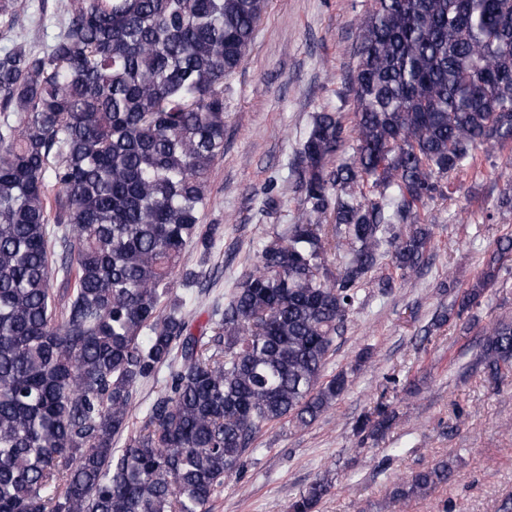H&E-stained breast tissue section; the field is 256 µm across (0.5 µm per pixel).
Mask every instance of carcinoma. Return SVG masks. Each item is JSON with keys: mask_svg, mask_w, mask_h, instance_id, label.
I'll list each match as a JSON object with an SVG mask.
<instances>
[{"mask_svg": "<svg viewBox=\"0 0 512 512\" xmlns=\"http://www.w3.org/2000/svg\"><path fill=\"white\" fill-rule=\"evenodd\" d=\"M267 7L75 0L42 51L0 49V512H205L263 427H305L348 388L325 369L364 278L386 254L400 278L415 272L432 240L420 209L449 173L479 168L480 147L512 141V0H375L357 27L351 125L313 115L295 223L193 332L173 280L187 247L224 239V225L200 227L224 78ZM509 250L436 322L478 305ZM472 365L512 371V321L485 330ZM164 367L143 425L114 447ZM394 418L380 401L355 431L375 444ZM451 472L442 459L393 498ZM330 488L314 481L289 512H315Z\"/></svg>", "mask_w": 512, "mask_h": 512, "instance_id": "carcinoma-1", "label": "carcinoma"}]
</instances>
